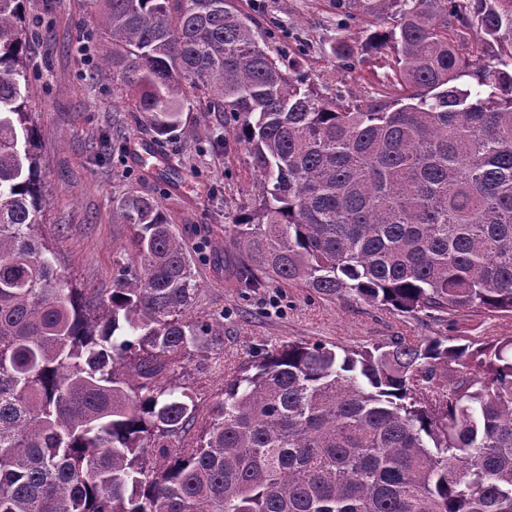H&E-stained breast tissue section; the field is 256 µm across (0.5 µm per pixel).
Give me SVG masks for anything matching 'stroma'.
<instances>
[{"label": "stroma", "mask_w": 512, "mask_h": 512, "mask_svg": "<svg viewBox=\"0 0 512 512\" xmlns=\"http://www.w3.org/2000/svg\"><path fill=\"white\" fill-rule=\"evenodd\" d=\"M260 29L278 28L276 47L290 73L335 87L340 42L362 43L371 30L396 26L389 6L378 17L338 26L336 0H238ZM97 0H24L28 30V86L33 97L43 192L41 232L57 264L80 288L106 294L119 270L132 266L129 225L115 213L131 193L153 197L172 218L199 288L192 319L224 323L211 353L174 358L168 383L192 392L194 424L167 444L195 443L228 375L252 365L264 349L295 340L361 348L405 336L419 341L461 338L478 343L512 336V316L474 310L405 314L353 293L326 296L298 282L247 292L237 288L241 251L224 232L256 193L253 162L237 139L238 124L191 99L175 134L153 142L141 115L113 93V77L99 63L109 43L98 28ZM153 142L152 168L135 147Z\"/></svg>", "instance_id": "35a3bbf8"}]
</instances>
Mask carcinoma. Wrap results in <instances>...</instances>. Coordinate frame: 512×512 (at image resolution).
<instances>
[{
    "mask_svg": "<svg viewBox=\"0 0 512 512\" xmlns=\"http://www.w3.org/2000/svg\"><path fill=\"white\" fill-rule=\"evenodd\" d=\"M384 1L397 30L366 48L393 42V76L371 96L294 80L234 0H103L104 67L157 139L191 93L241 121L257 194L230 228L237 287L512 314V0H342L349 19ZM23 2L0 0V512H512V336L288 341L226 379L196 445H156L196 419L164 370L224 323L191 320L198 285L148 195L117 208L135 268L111 293L55 266Z\"/></svg>",
    "mask_w": 512,
    "mask_h": 512,
    "instance_id": "1",
    "label": "carcinoma"
}]
</instances>
